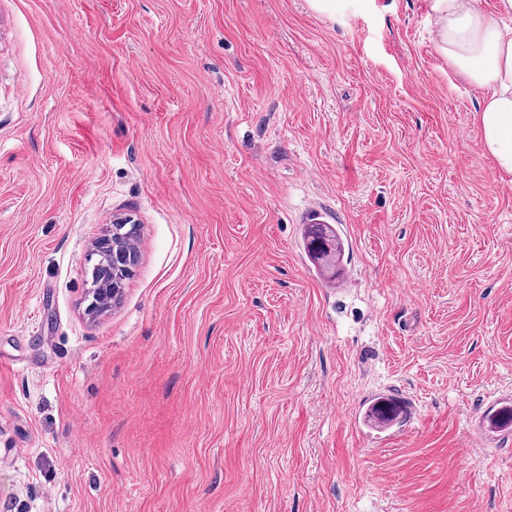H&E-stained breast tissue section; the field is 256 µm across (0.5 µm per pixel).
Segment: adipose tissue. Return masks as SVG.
<instances>
[{"label": "adipose tissue", "instance_id": "ef3b65f1", "mask_svg": "<svg viewBox=\"0 0 512 512\" xmlns=\"http://www.w3.org/2000/svg\"><path fill=\"white\" fill-rule=\"evenodd\" d=\"M436 50L453 71L482 89L474 113L483 144L500 173L512 175V0H499L497 12L480 0H431Z\"/></svg>", "mask_w": 512, "mask_h": 512}]
</instances>
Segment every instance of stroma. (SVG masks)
I'll list each match as a JSON object with an SVG mask.
<instances>
[{"label":"stroma","mask_w":512,"mask_h":512,"mask_svg":"<svg viewBox=\"0 0 512 512\" xmlns=\"http://www.w3.org/2000/svg\"><path fill=\"white\" fill-rule=\"evenodd\" d=\"M435 40L429 0H0V512H512V439L474 440L512 395V176ZM302 242L312 264L327 282H339L342 275L344 242L326 214L310 206L303 222ZM114 222L120 224H112V239L123 249L133 252V242L139 236L140 225L134 224L135 220L131 217L120 218ZM133 265H119L112 267L110 271L106 272L107 283H104L98 279L94 281L95 288H112V292L115 290V295L112 296V300L117 299L124 288V282L129 278L131 274V268Z\"/></svg>","instance_id":"35a3bbf8"}]
</instances>
